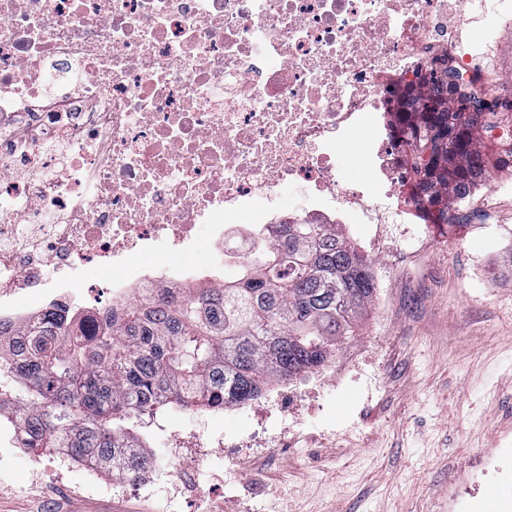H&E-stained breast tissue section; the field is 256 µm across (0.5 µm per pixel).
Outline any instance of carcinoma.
Returning a JSON list of instances; mask_svg holds the SVG:
<instances>
[{
	"instance_id": "cac0c4a2",
	"label": "carcinoma",
	"mask_w": 512,
	"mask_h": 512,
	"mask_svg": "<svg viewBox=\"0 0 512 512\" xmlns=\"http://www.w3.org/2000/svg\"><path fill=\"white\" fill-rule=\"evenodd\" d=\"M430 69L388 100L411 199L434 224H463L489 167L512 173V145L490 157L487 131L510 112H466ZM430 151L424 158L420 151ZM376 294L374 275L339 224H284L220 289H162L99 334L51 317L26 333L0 378L16 384L14 413L34 448L136 480L146 471L139 432L159 408L246 404L273 380L306 376L355 332Z\"/></svg>"
}]
</instances>
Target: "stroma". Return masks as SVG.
Returning a JSON list of instances; mask_svg holds the SVG:
<instances>
[{
	"mask_svg": "<svg viewBox=\"0 0 512 512\" xmlns=\"http://www.w3.org/2000/svg\"><path fill=\"white\" fill-rule=\"evenodd\" d=\"M454 8L477 16L466 30L475 64L512 68V16L493 19L471 0ZM474 202L490 224L431 226L428 251L402 277H389L391 257L372 259L376 297L328 365L378 346L382 382L369 396L355 383L333 395L329 416L299 425L297 453L267 471L251 457L230 487L223 470L198 466L195 497L170 504L144 488L82 492L78 462L56 486L62 449L34 448L0 473V512H205L214 501L224 512L243 501L254 512H448L449 487L512 435V193L483 187Z\"/></svg>",
	"mask_w": 512,
	"mask_h": 512,
	"instance_id": "35a3bbf8",
	"label": "stroma"
}]
</instances>
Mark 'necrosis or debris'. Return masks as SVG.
Returning a JSON list of instances; mask_svg holds the SVG:
<instances>
[{"mask_svg":"<svg viewBox=\"0 0 512 512\" xmlns=\"http://www.w3.org/2000/svg\"><path fill=\"white\" fill-rule=\"evenodd\" d=\"M453 0H0V332L44 313L93 332L161 288L224 285L279 210L287 222L363 226L367 254L420 251L411 183L390 133L391 89L445 58L474 81ZM279 68H271L270 60ZM362 143L359 172L339 145ZM209 226L199 238L198 224ZM103 272L50 285L47 269ZM300 382L224 408L152 458L170 498L187 473L276 456L301 421Z\"/></svg>","mask_w":512,"mask_h":512,"instance_id":"obj_1","label":"necrosis or debris"}]
</instances>
